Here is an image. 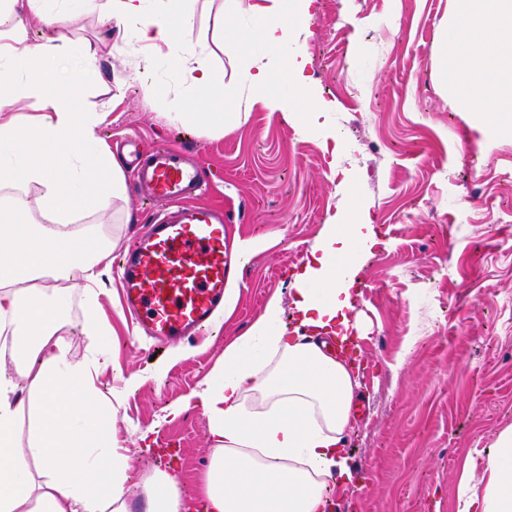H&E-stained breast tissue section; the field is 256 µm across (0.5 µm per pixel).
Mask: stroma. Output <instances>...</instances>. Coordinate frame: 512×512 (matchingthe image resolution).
<instances>
[{
	"mask_svg": "<svg viewBox=\"0 0 512 512\" xmlns=\"http://www.w3.org/2000/svg\"><path fill=\"white\" fill-rule=\"evenodd\" d=\"M450 0H316L306 35L289 47L309 57L307 74L328 108L306 134L263 98L280 95L278 68L259 92L241 82L251 53L239 14L213 66L239 90L225 111L239 123L215 135L167 114L187 89L174 64L151 65L147 81L135 36L104 53L100 82L75 97L81 112L100 104L108 86L122 98L100 129L106 142L127 134L143 145L173 143L209 169L202 201L227 208L235 240L256 254L239 272L241 287L212 332L162 348L134 339L117 277L98 294L112 329V364L96 378L106 395L121 393L112 429L132 472L130 496L155 470H174L192 489L210 454L202 409L172 414L201 388L272 298L293 325L290 275L315 246L341 204L363 208L378 242L361 258L356 311L364 324L366 410L354 418L346 454L352 483L338 487L354 512H456L464 466L482 472L485 448L512 425V128L497 115L478 126L457 111L437 82L438 40ZM351 144L332 159L327 136ZM148 211L135 189L89 223L125 252ZM172 441L177 462L141 453Z\"/></svg>",
	"mask_w": 512,
	"mask_h": 512,
	"instance_id": "1",
	"label": "stroma"
}]
</instances>
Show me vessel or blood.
Here are the masks:
<instances>
[{
	"label": "vessel or blood",
	"mask_w": 512,
	"mask_h": 512,
	"mask_svg": "<svg viewBox=\"0 0 512 512\" xmlns=\"http://www.w3.org/2000/svg\"><path fill=\"white\" fill-rule=\"evenodd\" d=\"M151 220L134 233L118 264L122 310L154 344L192 339L224 308V290L239 270L229 216L202 204L210 189L205 169L165 143L138 153L130 170Z\"/></svg>",
	"instance_id": "obj_1"
}]
</instances>
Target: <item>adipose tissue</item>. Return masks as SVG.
Returning <instances> with one entry per match:
<instances>
[{
	"mask_svg": "<svg viewBox=\"0 0 512 512\" xmlns=\"http://www.w3.org/2000/svg\"><path fill=\"white\" fill-rule=\"evenodd\" d=\"M314 3L250 0L253 57L241 69L248 88L267 81L262 56L282 52L307 31ZM85 15L96 16L103 31L78 42L64 20ZM194 20L191 0H0V62L25 75L11 101H0V188L38 192L32 205L0 201V332L10 334L13 360L12 369H0V512H131L128 458L116 450L112 400L96 384L112 361L111 328L96 302L112 247L96 225L75 222L125 198L127 185L98 135L104 110L77 112L72 101L85 80L99 79L106 45L132 32L160 59L192 32ZM439 40L438 78L456 109L512 117V0H452ZM63 52L82 68L60 87L47 64ZM212 54L205 41L185 45L188 91L171 123L192 119L223 132L224 101L235 92L210 64ZM308 65L306 56L283 55L284 93L266 101L303 132L321 108ZM33 93L42 94V110L19 127L9 107ZM376 242L366 215L336 211L292 276L294 327H284L279 301H269L225 345L224 361L204 387L173 406L177 414L197 404L208 417L210 460L195 495L209 512H326L331 487L351 481L345 446L361 375L326 352L323 341L361 333L354 257ZM76 291L84 296L81 356L59 327ZM142 487L143 512H186L184 490L169 474H155ZM457 501V512H512V425L487 448L482 474L462 472Z\"/></svg>",
	"mask_w": 512,
	"mask_h": 512,
	"instance_id": "ef3b65f1",
	"label": "adipose tissue"
}]
</instances>
